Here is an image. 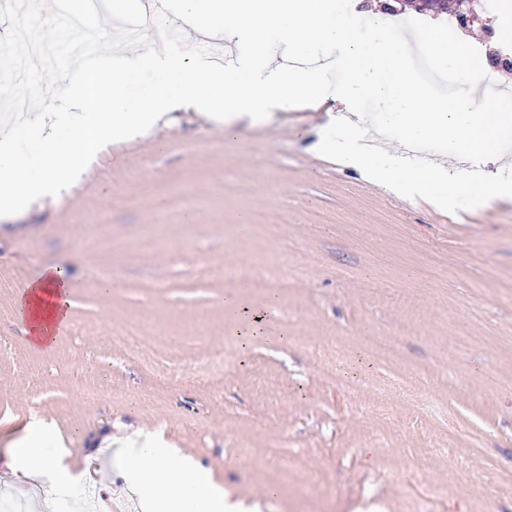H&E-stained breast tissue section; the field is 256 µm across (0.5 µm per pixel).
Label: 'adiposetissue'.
<instances>
[{"label": "adipose tissue", "instance_id": "1", "mask_svg": "<svg viewBox=\"0 0 512 512\" xmlns=\"http://www.w3.org/2000/svg\"><path fill=\"white\" fill-rule=\"evenodd\" d=\"M20 304L34 345H51L56 332L67 321L65 272L56 266L42 267L24 284ZM45 433L40 422L28 424L21 439L12 445V474L26 480L50 471L57 486H65L71 478L69 470L39 451L38 443ZM125 476L132 485L147 492V512H244L245 509L242 503L230 502L223 486L194 459L150 438L141 441L138 454L126 465Z\"/></svg>", "mask_w": 512, "mask_h": 512}]
</instances>
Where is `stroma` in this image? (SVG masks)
Listing matches in <instances>:
<instances>
[{"instance_id": "35a3bbf8", "label": "stroma", "mask_w": 512, "mask_h": 512, "mask_svg": "<svg viewBox=\"0 0 512 512\" xmlns=\"http://www.w3.org/2000/svg\"><path fill=\"white\" fill-rule=\"evenodd\" d=\"M485 2L458 31L483 52L512 35V11ZM343 110L330 95L244 120L228 140L223 122L178 108L108 145L58 196L0 217V512H126L134 492L108 440L125 427L162 433L262 512H418L430 484V512H512V485L487 469L512 473V198L450 214L321 156ZM283 253L286 288L216 272ZM45 265L64 268L70 305L40 350L19 291ZM262 308L266 332L242 350L245 312ZM137 313L152 340L141 360L114 341ZM214 347L233 368L208 362ZM404 366L424 399L381 393ZM33 420L53 428L46 451L72 471L66 490L5 476ZM457 424L476 447L449 438ZM273 448L294 468H277Z\"/></svg>"}]
</instances>
